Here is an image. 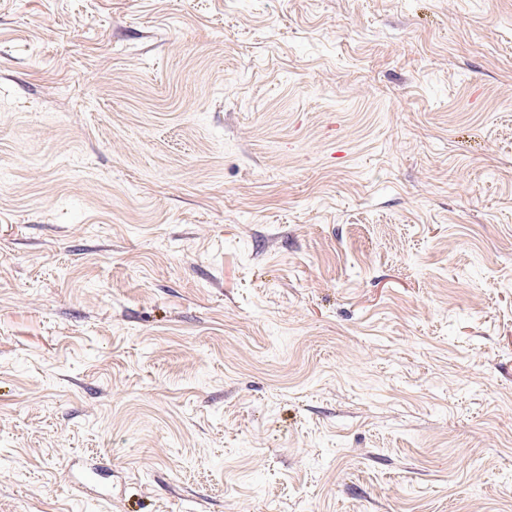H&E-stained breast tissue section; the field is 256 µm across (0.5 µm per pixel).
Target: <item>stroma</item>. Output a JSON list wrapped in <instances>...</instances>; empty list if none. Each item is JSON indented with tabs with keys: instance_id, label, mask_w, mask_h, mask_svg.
Listing matches in <instances>:
<instances>
[{
	"instance_id": "1",
	"label": "stroma",
	"mask_w": 512,
	"mask_h": 512,
	"mask_svg": "<svg viewBox=\"0 0 512 512\" xmlns=\"http://www.w3.org/2000/svg\"><path fill=\"white\" fill-rule=\"evenodd\" d=\"M0 512H512V0H0Z\"/></svg>"
}]
</instances>
